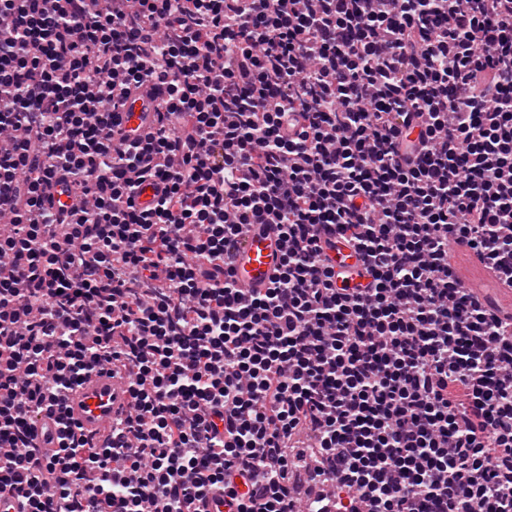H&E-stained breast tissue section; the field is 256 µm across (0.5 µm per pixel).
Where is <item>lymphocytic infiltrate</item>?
<instances>
[{"label":"lymphocytic infiltrate","mask_w":512,"mask_h":512,"mask_svg":"<svg viewBox=\"0 0 512 512\" xmlns=\"http://www.w3.org/2000/svg\"><path fill=\"white\" fill-rule=\"evenodd\" d=\"M0 217V500L512 512V317L454 263L512 285V0H0ZM153 121V112L145 94L132 95L123 109V126L134 134L147 130ZM272 224H252L238 245L234 274L242 288H265L275 274L281 241ZM129 393L124 382L104 371L85 375L67 397L72 420L87 436H97L112 421L117 410L126 407ZM56 431L54 419L47 415L40 417L36 423V443L40 448L56 447Z\"/></svg>","instance_id":"1"}]
</instances>
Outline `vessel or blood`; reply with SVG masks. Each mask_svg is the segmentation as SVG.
I'll use <instances>...</instances> for the list:
<instances>
[{
    "mask_svg": "<svg viewBox=\"0 0 512 512\" xmlns=\"http://www.w3.org/2000/svg\"><path fill=\"white\" fill-rule=\"evenodd\" d=\"M153 114L146 95H132L123 109L126 131L140 133L147 130ZM281 241L275 227L252 225L238 245L234 259V274L245 288L267 287L280 257ZM129 393L123 381L104 371L85 375L67 397L72 420L88 436L102 433L117 410L126 407Z\"/></svg>",
    "mask_w": 512,
    "mask_h": 512,
    "instance_id": "b4317fda",
    "label": "vessel or blood"
}]
</instances>
